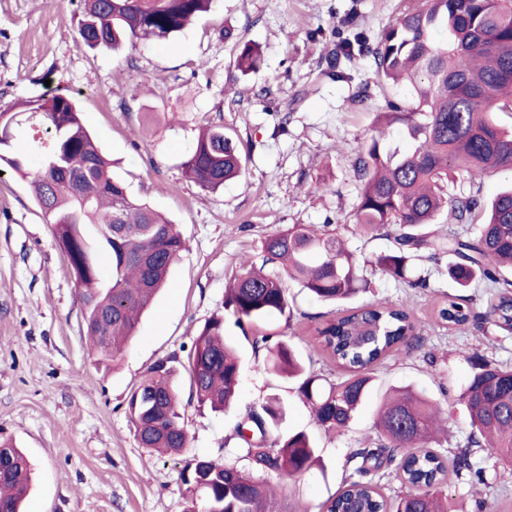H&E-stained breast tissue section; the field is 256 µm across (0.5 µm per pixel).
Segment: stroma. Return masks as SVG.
Segmentation results:
<instances>
[{"label": "stroma", "mask_w": 512, "mask_h": 512, "mask_svg": "<svg viewBox=\"0 0 512 512\" xmlns=\"http://www.w3.org/2000/svg\"><path fill=\"white\" fill-rule=\"evenodd\" d=\"M421 0H216L212 10L162 43L113 52L77 41L80 0H0V113L48 89L74 93L87 128L113 162L129 193L175 224L189 243L174 265L171 286L143 313L137 336L111 366L99 365L82 334L79 288L53 228L26 181L0 173V442L23 450L33 468L24 512H185L181 476L196 457L249 461L234 435L241 418L279 395L283 429L314 435L321 463L294 477L269 481L284 499L319 508L340 489L347 455L373 435L382 395L393 387L425 391L440 405L455 401L473 373V351L512 366V335L434 323L440 303L458 295L432 260L411 261L407 280L374 271L355 304L388 300L406 307L422 328L414 351L387 357L375 390L348 430L321 433L293 381L264 369L253 337L294 346L307 370L340 375L313 334L328 312L288 282L291 319L241 330L225 322L237 343L241 384L234 407L215 413L190 399L180 374L181 415L189 444L159 456L136 440L127 397L157 360L185 356L203 325L224 312V291L243 259L262 260V242L292 224L329 226L359 258L390 251L384 237L357 230L359 184L354 164L370 136L388 86L370 57L347 62L350 80L329 77L339 38L376 37ZM258 45L261 63L244 75L238 47ZM372 93L366 105L354 95ZM223 125L240 144L241 177L209 191L187 180L183 164L201 126ZM425 286H417V279ZM487 485L449 483L452 512H512V471L483 453Z\"/></svg>", "instance_id": "1"}]
</instances>
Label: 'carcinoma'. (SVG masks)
Segmentation results:
<instances>
[{
    "instance_id": "cac0c4a2",
    "label": "carcinoma",
    "mask_w": 512,
    "mask_h": 512,
    "mask_svg": "<svg viewBox=\"0 0 512 512\" xmlns=\"http://www.w3.org/2000/svg\"><path fill=\"white\" fill-rule=\"evenodd\" d=\"M214 0H82L80 44L117 49L123 43L168 41ZM372 57L380 83L402 87L408 100H385L377 121L394 127L365 141L354 164L359 183L354 217L367 234L393 240L376 260L360 261L340 234L311 224L276 230L263 241L262 266L245 260L224 295V315L209 319L186 358L156 361L131 392L127 415L139 444L179 453L188 435L174 383L177 366L190 377L192 397L214 411L228 407L238 392L241 367L224 336L225 316L239 327L272 317L290 319L284 279L309 295L336 305L314 333L325 357L344 375L329 381L308 372L286 341L268 344L266 368L299 380L298 396L326 432L345 430L367 400L374 367L390 353L419 346L421 334L410 313L392 302L351 305L370 287L367 266L395 280L406 279L409 262L423 254L435 262L447 256V275L459 288L488 281L494 300L483 311L458 295L437 311L436 323L450 329L489 324L512 334V188L482 208L473 195L448 194V182L512 168V127L495 117L512 114V0H423L399 16L372 43L358 32L336 43L334 76L341 58L354 52ZM259 49L243 45L238 69H258ZM33 119L27 139L5 143L4 163L29 181L34 200L53 225L56 244L80 286L83 331L108 363L135 336L138 318L155 295L169 286V274L188 242L177 225L128 193L87 130L74 97L57 91L22 103ZM186 177L215 191L242 172L237 142L224 126L210 124L184 163ZM481 222L474 223L477 211ZM448 213L447 231L430 225ZM112 233H107V229ZM277 266L282 274L267 273ZM475 371L457 403L440 405L421 391L394 390L381 403L376 438L345 460L347 476L324 512H448V481L485 483L479 452L487 449L512 468V368L464 352ZM468 416L464 447L446 448L440 435L456 406ZM285 416L277 396L251 410L236 426L250 467L230 460L194 458L182 473L190 492L186 512H301L279 500L261 478L267 471L301 474L319 462L315 440L303 431L271 436ZM31 465L18 448L0 446V512H21ZM394 477L407 488L387 497L382 482Z\"/></svg>"
}]
</instances>
